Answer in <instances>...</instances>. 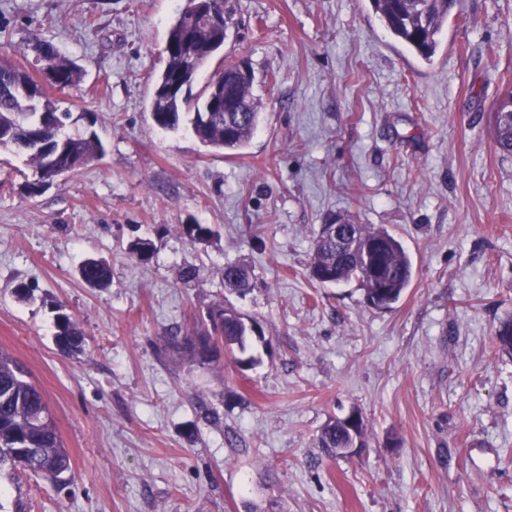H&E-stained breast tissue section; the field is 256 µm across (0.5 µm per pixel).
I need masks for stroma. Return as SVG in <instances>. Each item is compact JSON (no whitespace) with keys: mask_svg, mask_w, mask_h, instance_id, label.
<instances>
[{"mask_svg":"<svg viewBox=\"0 0 512 512\" xmlns=\"http://www.w3.org/2000/svg\"><path fill=\"white\" fill-rule=\"evenodd\" d=\"M184 5L0 0L8 60L38 74L42 40L76 60L78 89L50 95L106 147L36 197L32 169L0 150V349L48 398L73 467L63 490L0 476V512H512V355L493 345L512 317V155L490 134L512 89V0H460L428 61L370 0H224L212 62L248 67L261 111L231 154L151 119ZM336 213L401 240L413 276L390 308L358 281L310 280ZM194 222L212 238L190 242ZM137 238L153 246L139 265ZM88 258L111 266L110 288L79 279ZM228 264L249 268L250 291L225 292ZM220 300L267 340L248 373L164 345ZM62 309L86 337L67 358ZM354 411L364 448L315 447Z\"/></svg>","mask_w":512,"mask_h":512,"instance_id":"obj_1","label":"stroma"}]
</instances>
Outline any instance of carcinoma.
Wrapping results in <instances>:
<instances>
[{
	"label": "carcinoma",
	"instance_id": "cac0c4a2",
	"mask_svg": "<svg viewBox=\"0 0 512 512\" xmlns=\"http://www.w3.org/2000/svg\"><path fill=\"white\" fill-rule=\"evenodd\" d=\"M457 2L370 0L386 30L425 61L434 56L439 36ZM198 6V0H187L168 30L165 47L168 57L154 78L152 121L160 130H173L188 116L193 134L204 146L217 152L237 151L249 144L260 122L258 103L252 93L253 77L224 84V94L246 106L248 111L205 112L221 70L210 75L202 95L193 96L192 86L224 45L226 27L188 28L189 19ZM34 50L41 69L49 71L41 80L0 58V148L25 157L26 164L33 169L34 179L25 186L31 197L49 187L40 177L45 154L36 148L35 139L55 134L58 140L49 143L50 149L63 150L69 173L80 171L105 153L104 143L92 126L77 135L66 132L72 112L60 109L47 91L49 86L60 90L77 87L81 69L48 41L36 44ZM492 137L500 151L512 154V91L499 100L494 110ZM330 220L338 224L339 230L350 233L349 242L338 241L326 233V225H321L313 243L310 278L322 286L338 285L355 278L361 282L369 306L391 307L412 279V263L400 240L384 228L354 224L347 216L336 215ZM182 232L193 242H204L214 234L206 224H184ZM375 239L380 241L379 288L371 284L367 257L358 247L362 241ZM128 253L132 260L141 263L151 257L152 244L146 239L134 240L128 246ZM79 276L93 288H107L112 282L108 264L96 259L86 260L79 268ZM249 287L250 275L245 267L224 266V288L244 293ZM56 328L55 345L61 355L69 357L84 349L86 337L75 317L59 314ZM252 340L249 322L233 306L219 301L208 308L193 333L170 336L167 344L181 345L196 353L202 365L219 359V354H209L204 347L220 344L224 350L239 353L235 363L243 371L257 363L255 356L247 355ZM495 345L512 355V317L500 322L495 332ZM358 421V434L354 436L344 425L345 419H329L316 438L317 447L331 456H345L344 449L354 447L358 441L364 442L366 426L363 418ZM17 470L64 486L71 479L72 465L45 395L30 381L26 366L0 349V473L11 475Z\"/></svg>",
	"mask_w": 512,
	"mask_h": 512
}]
</instances>
